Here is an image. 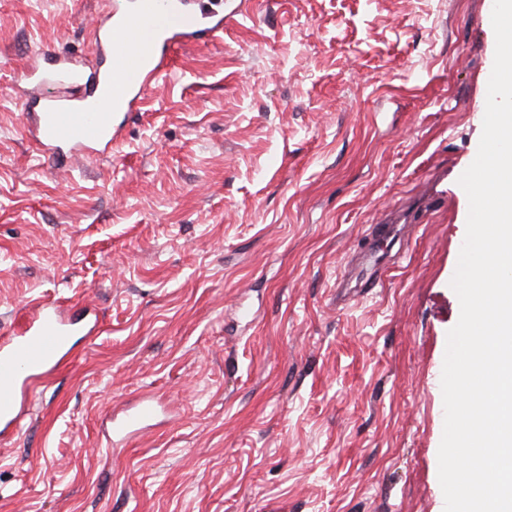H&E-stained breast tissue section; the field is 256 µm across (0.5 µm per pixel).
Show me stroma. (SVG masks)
Segmentation results:
<instances>
[{
    "instance_id": "1",
    "label": "stroma",
    "mask_w": 512,
    "mask_h": 512,
    "mask_svg": "<svg viewBox=\"0 0 512 512\" xmlns=\"http://www.w3.org/2000/svg\"><path fill=\"white\" fill-rule=\"evenodd\" d=\"M485 0H250L128 121L58 166L21 73L90 55L100 0H0V337L83 314L0 439V512H444L451 287L495 35ZM435 191L401 240L384 213ZM379 284L355 291L356 257ZM148 396L154 426L106 423Z\"/></svg>"
}]
</instances>
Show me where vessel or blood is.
I'll return each mask as SVG.
<instances>
[{
    "label": "vessel or blood",
    "mask_w": 512,
    "mask_h": 512,
    "mask_svg": "<svg viewBox=\"0 0 512 512\" xmlns=\"http://www.w3.org/2000/svg\"><path fill=\"white\" fill-rule=\"evenodd\" d=\"M247 0H103L94 25L96 59L47 53L31 64L23 84L41 87L30 97L27 134L42 156L108 159L127 117L166 73L181 46L220 33L242 13ZM75 323L57 304L33 301L20 330L0 341V434L15 433L26 417L35 381L52 373L68 355ZM156 413L144 403L112 426L113 434L137 432Z\"/></svg>",
    "instance_id": "1"
}]
</instances>
